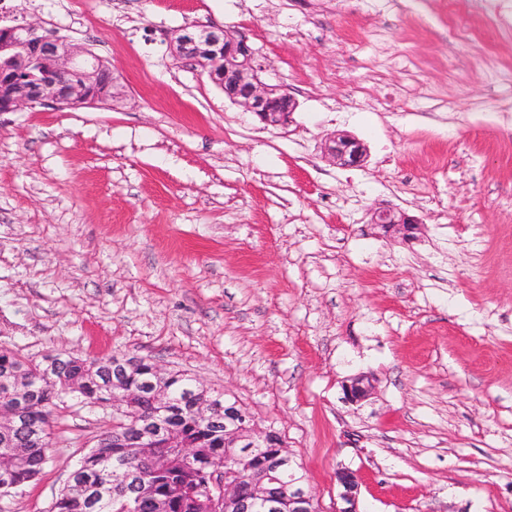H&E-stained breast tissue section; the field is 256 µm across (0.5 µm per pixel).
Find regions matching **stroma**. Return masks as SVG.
Listing matches in <instances>:
<instances>
[{
  "label": "stroma",
  "instance_id": "35a3bbf8",
  "mask_svg": "<svg viewBox=\"0 0 512 512\" xmlns=\"http://www.w3.org/2000/svg\"><path fill=\"white\" fill-rule=\"evenodd\" d=\"M90 48L114 104L0 113V348L128 354L235 396L321 512H512V0H0ZM235 30L297 103L263 127L177 30ZM346 131L363 168L325 156ZM379 206L415 239L369 223ZM369 398L344 399L357 376ZM112 418L52 420L48 512ZM370 224L380 227L385 233L401 235L404 240L414 236L419 222L403 211L390 207H379L371 210ZM336 480L339 491L332 512H361L359 495L362 484L361 476L348 468L338 469Z\"/></svg>",
  "mask_w": 512,
  "mask_h": 512
}]
</instances>
